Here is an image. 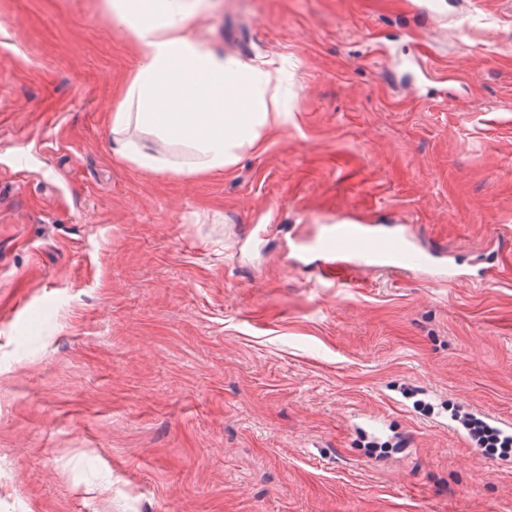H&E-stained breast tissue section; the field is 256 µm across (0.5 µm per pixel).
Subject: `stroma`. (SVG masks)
I'll list each match as a JSON object with an SVG mask.
<instances>
[{"instance_id": "obj_1", "label": "stroma", "mask_w": 512, "mask_h": 512, "mask_svg": "<svg viewBox=\"0 0 512 512\" xmlns=\"http://www.w3.org/2000/svg\"><path fill=\"white\" fill-rule=\"evenodd\" d=\"M285 69L221 172L112 155L103 0H0V512H512V0H218ZM452 264L327 285L339 218ZM494 252L492 284L470 280ZM476 444L482 448H494L499 445V448H511L512 437H500V435L486 425H479L473 428L470 432Z\"/></svg>"}]
</instances>
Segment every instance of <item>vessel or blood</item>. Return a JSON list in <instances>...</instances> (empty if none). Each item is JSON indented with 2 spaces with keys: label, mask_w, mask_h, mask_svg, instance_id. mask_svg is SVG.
I'll return each instance as SVG.
<instances>
[{
  "label": "vessel or blood",
  "mask_w": 512,
  "mask_h": 512,
  "mask_svg": "<svg viewBox=\"0 0 512 512\" xmlns=\"http://www.w3.org/2000/svg\"><path fill=\"white\" fill-rule=\"evenodd\" d=\"M317 255L329 268L387 269L410 272L428 268V254L412 251L406 241L388 233L369 234L357 225L337 223L333 236L317 245Z\"/></svg>",
  "instance_id": "b4317fda"
}]
</instances>
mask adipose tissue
Segmentation results:
<instances>
[{
	"label": "adipose tissue",
	"instance_id": "adipose-tissue-1",
	"mask_svg": "<svg viewBox=\"0 0 512 512\" xmlns=\"http://www.w3.org/2000/svg\"><path fill=\"white\" fill-rule=\"evenodd\" d=\"M142 63L111 114V151L139 168L207 174L236 164L285 125L278 73L194 39L205 0H106Z\"/></svg>",
	"mask_w": 512,
	"mask_h": 512
}]
</instances>
